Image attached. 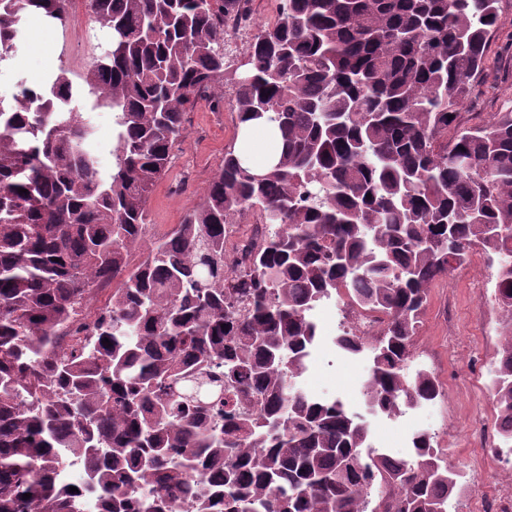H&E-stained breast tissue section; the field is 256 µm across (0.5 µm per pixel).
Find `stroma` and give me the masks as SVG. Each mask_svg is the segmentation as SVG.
<instances>
[{
	"instance_id": "1",
	"label": "stroma",
	"mask_w": 512,
	"mask_h": 512,
	"mask_svg": "<svg viewBox=\"0 0 512 512\" xmlns=\"http://www.w3.org/2000/svg\"><path fill=\"white\" fill-rule=\"evenodd\" d=\"M88 20L83 0H74L65 23L33 18L23 21L11 58L0 63V97L11 99L21 85H38L48 70L59 67L67 70L73 82H80L101 53L95 31L81 28ZM246 51L243 44L227 47L223 80L212 88L211 99L198 100L187 113L185 136L175 146L170 170L148 202V239L166 234L202 202L209 180L224 162L225 151L234 146L238 133L235 88ZM495 56L496 63L478 77L466 112L512 108V0L501 3ZM215 97L223 102L217 110L211 103ZM333 308V302L328 301L316 310L324 337L303 385L319 397L350 400L366 377L371 360L336 348ZM417 334L421 347L414 350L405 373L410 376L420 368L431 370L442 385V395L403 416H370V445L381 452L406 456L412 448L413 431L426 430L436 438L447 439L449 461L467 473L452 498L454 512H472L476 502L512 483V466L493 459L481 468L472 466L477 453L471 445L472 428L497 419V408L488 402L487 394L499 336L482 294L468 277L467 266L432 284Z\"/></svg>"
}]
</instances>
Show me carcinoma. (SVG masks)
I'll return each mask as SVG.
<instances>
[{"mask_svg": "<svg viewBox=\"0 0 512 512\" xmlns=\"http://www.w3.org/2000/svg\"><path fill=\"white\" fill-rule=\"evenodd\" d=\"M71 2L0 0V63L22 19L62 22ZM94 2L105 47L82 84L61 68L0 98V512H172L178 496L202 512H448L463 474L431 434L408 458L366 455L361 414L299 380L313 313L339 297L388 316L368 410L435 400L432 372L404 375L413 336L433 282L480 248L500 257L492 390L512 448V110L458 128L501 0H280L236 87L238 124L261 112L281 133L278 162L256 182L225 152L203 203L150 242L149 196L224 77L226 22L253 25L249 0ZM87 99L114 114L108 176ZM250 209L265 232L240 268L224 244Z\"/></svg>", "mask_w": 512, "mask_h": 512, "instance_id": "cac0c4a2", "label": "carcinoma"}]
</instances>
